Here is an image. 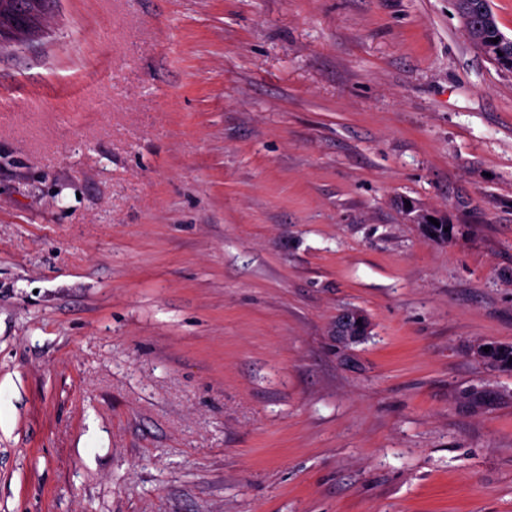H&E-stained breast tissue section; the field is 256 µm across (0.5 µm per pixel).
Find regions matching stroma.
Masks as SVG:
<instances>
[{
  "label": "stroma",
  "mask_w": 512,
  "mask_h": 512,
  "mask_svg": "<svg viewBox=\"0 0 512 512\" xmlns=\"http://www.w3.org/2000/svg\"><path fill=\"white\" fill-rule=\"evenodd\" d=\"M45 13L0 52V512H512V71L453 0Z\"/></svg>",
  "instance_id": "obj_1"
}]
</instances>
